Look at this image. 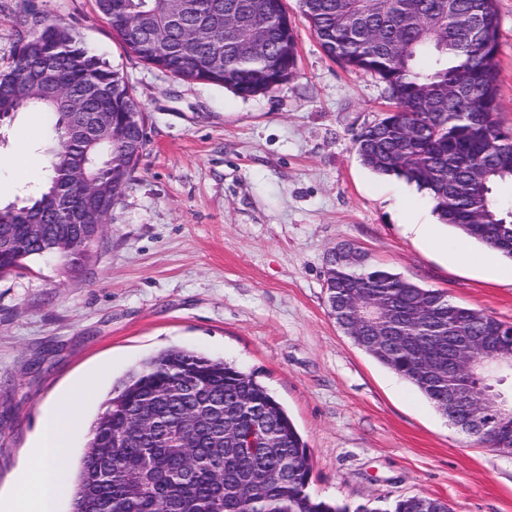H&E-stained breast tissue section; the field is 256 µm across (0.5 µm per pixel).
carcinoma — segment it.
Masks as SVG:
<instances>
[{
  "label": "carcinoma",
  "instance_id": "1",
  "mask_svg": "<svg viewBox=\"0 0 512 512\" xmlns=\"http://www.w3.org/2000/svg\"><path fill=\"white\" fill-rule=\"evenodd\" d=\"M96 10L136 59L182 80L223 86L246 98L287 82L298 41L283 0H94ZM300 14L331 59L377 78L394 109L354 141L361 164L426 191L442 224L512 259V143L503 141L495 0H299ZM250 26L249 40L224 38V25ZM479 26L481 37L469 36ZM50 79L32 95L29 81ZM42 112L51 131L49 165L38 196L0 207V277L32 257L83 265L102 237L108 212L85 206L86 181L122 196L146 146L145 117L120 73L91 55L69 27L27 0L14 34L12 65L0 70V121ZM81 209L69 224L55 194ZM31 215L44 226L24 230ZM354 262L329 260L325 290L336 325L354 343L448 412V382L476 395L504 388L509 365L472 375L449 371L461 344H512V325L458 304L388 268L361 248ZM384 303L386 330L341 308ZM90 426L72 504L77 512H449L427 496L382 509L312 496V463L282 405L252 372L194 350L169 348L117 380ZM262 433L266 447L240 448L235 433Z\"/></svg>",
  "mask_w": 512,
  "mask_h": 512
}]
</instances>
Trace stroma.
<instances>
[{"instance_id": "obj_1", "label": "stroma", "mask_w": 512, "mask_h": 512, "mask_svg": "<svg viewBox=\"0 0 512 512\" xmlns=\"http://www.w3.org/2000/svg\"><path fill=\"white\" fill-rule=\"evenodd\" d=\"M130 84L146 150L79 271L32 258L0 278V505L29 477L53 401L99 372L113 383L167 348L258 374L309 449L312 495L357 506L423 495L451 512H512V456L451 425L414 386L338 329L325 259L352 241L372 260L454 302L512 323V280L446 259L458 234L430 198L380 177L353 140L390 106L372 76L331 60L298 0L296 73L242 98L171 77L127 54L94 0H38ZM501 129L512 132V0H496ZM46 119L0 126V156L42 152ZM432 223L438 242L409 222Z\"/></svg>"}]
</instances>
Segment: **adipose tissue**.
I'll list each match as a JSON object with an SVG mask.
<instances>
[{"mask_svg": "<svg viewBox=\"0 0 512 512\" xmlns=\"http://www.w3.org/2000/svg\"><path fill=\"white\" fill-rule=\"evenodd\" d=\"M94 396L95 385L85 378L55 400L34 450L35 476L17 485L9 512H56L58 501L67 493L64 470L70 441L82 427L80 406Z\"/></svg>", "mask_w": 512, "mask_h": 512, "instance_id": "1", "label": "adipose tissue"}]
</instances>
